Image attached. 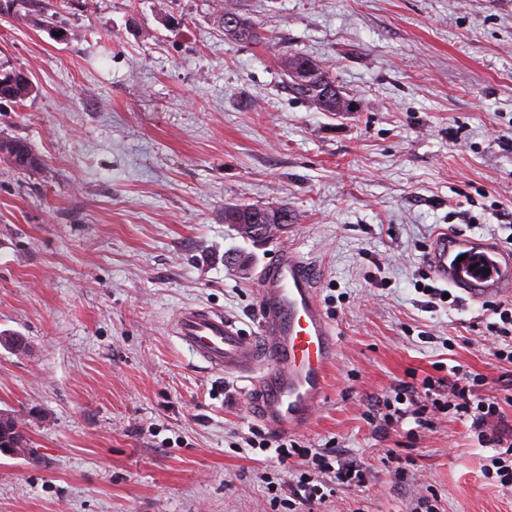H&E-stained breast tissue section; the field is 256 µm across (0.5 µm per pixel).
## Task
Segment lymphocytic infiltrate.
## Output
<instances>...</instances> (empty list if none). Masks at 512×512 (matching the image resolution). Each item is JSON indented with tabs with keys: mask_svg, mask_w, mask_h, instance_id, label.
<instances>
[{
	"mask_svg": "<svg viewBox=\"0 0 512 512\" xmlns=\"http://www.w3.org/2000/svg\"><path fill=\"white\" fill-rule=\"evenodd\" d=\"M482 377L454 366L447 376L427 377L422 382L404 381L394 395L372 397L367 418L378 430L413 420L417 427L429 428L436 413L455 412L470 420L478 442L497 447L491 459L502 488L512 491V436L501 427V398H483L477 393ZM280 464L299 459L303 465L296 481L286 488H274L269 499L272 512H317L336 485L359 486L366 481L360 460L344 456L337 448H305L296 441L280 443L275 449Z\"/></svg>",
	"mask_w": 512,
	"mask_h": 512,
	"instance_id": "1",
	"label": "lymphocytic infiltrate"
}]
</instances>
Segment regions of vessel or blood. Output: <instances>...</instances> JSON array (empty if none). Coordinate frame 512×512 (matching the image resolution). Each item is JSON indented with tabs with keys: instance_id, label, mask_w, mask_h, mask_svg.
Instances as JSON below:
<instances>
[{
	"instance_id": "b4317fda",
	"label": "vessel or blood",
	"mask_w": 512,
	"mask_h": 512,
	"mask_svg": "<svg viewBox=\"0 0 512 512\" xmlns=\"http://www.w3.org/2000/svg\"><path fill=\"white\" fill-rule=\"evenodd\" d=\"M426 263L448 287L473 299L501 295L512 284V251L490 241L440 233ZM316 271L292 249L278 251L257 279L259 323L243 333L208 308H186L173 333L211 369L242 375L258 395V416L283 432L309 421L336 356L334 330L318 303Z\"/></svg>"
}]
</instances>
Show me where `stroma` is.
<instances>
[{
  "instance_id": "stroma-1",
  "label": "stroma",
  "mask_w": 512,
  "mask_h": 512,
  "mask_svg": "<svg viewBox=\"0 0 512 512\" xmlns=\"http://www.w3.org/2000/svg\"><path fill=\"white\" fill-rule=\"evenodd\" d=\"M266 39L227 38L224 12ZM321 64L357 103L318 110L280 59ZM33 91L0 102V412L35 459L0 454V512H269L280 471L247 437H277L238 375L172 334L189 306L257 325V277L279 246L321 269L336 358L302 445H335L367 480L319 512H512L484 477L496 455L439 415L376 436L370 394L455 365L512 392V364L459 294L431 303L425 254L449 231L512 238V0H69L54 30L0 14V70ZM288 206L263 246L224 221ZM473 223H466V216ZM410 461L397 480L386 455ZM1 159L13 165L16 169L26 171L38 165V159L32 153L27 142L21 139H1L0 140ZM20 153H25L29 156V166L21 167L17 163V157Z\"/></svg>"
}]
</instances>
